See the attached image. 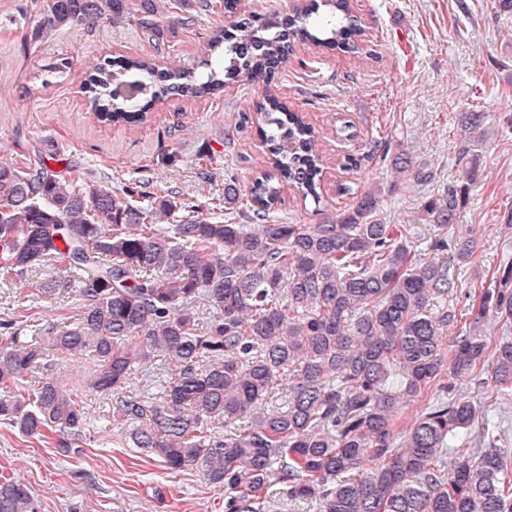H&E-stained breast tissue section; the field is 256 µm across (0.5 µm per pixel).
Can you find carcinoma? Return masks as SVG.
Segmentation results:
<instances>
[{
    "label": "carcinoma",
    "mask_w": 512,
    "mask_h": 512,
    "mask_svg": "<svg viewBox=\"0 0 512 512\" xmlns=\"http://www.w3.org/2000/svg\"><path fill=\"white\" fill-rule=\"evenodd\" d=\"M173 1L186 12L211 8L208 0H33L23 40L36 45L56 29L101 20L134 22L152 38ZM364 32L349 0H306L279 20L217 30L199 79L146 58L118 71L95 65L90 109L100 121L136 125L165 95L195 100L243 76L271 80L293 38L354 52ZM257 123L273 171L250 186L253 229L224 220L242 202L233 180L224 203L203 214L171 194L138 205L37 156L0 162V277L74 272L81 311L51 330L47 346L93 363L79 385L33 384L46 352L15 331L1 337L0 420L27 439H77L85 392L100 393L133 447L166 468H196L224 489L225 512H274L276 484L288 501L320 512H512V452L482 432L470 447H452L479 409L448 397L445 382L488 362L495 397L512 394V339L481 334L489 318L512 323V265L474 280L459 310L448 304L458 293L448 258L415 249L407 225L371 219L372 196L339 224L268 223L285 185L320 202L322 159L312 128L277 99L257 105ZM460 202L450 186L425 209L444 230ZM451 326L460 330L449 339ZM154 359L166 370L156 401L130 387L132 369ZM433 386L437 398L401 429V409ZM279 390L283 409L270 405ZM0 512L38 508L24 483L6 479Z\"/></svg>",
    "instance_id": "1"
}]
</instances>
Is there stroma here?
<instances>
[{
    "label": "stroma",
    "instance_id": "obj_1",
    "mask_svg": "<svg viewBox=\"0 0 512 512\" xmlns=\"http://www.w3.org/2000/svg\"><path fill=\"white\" fill-rule=\"evenodd\" d=\"M294 0H238L167 17L174 34L151 39L137 24L101 21L59 30L24 46L22 15L31 0H0V161L42 155L55 171L74 168L87 179L145 205L156 189L176 193L199 208L224 196V184L247 190L270 168L267 148L246 107L274 95L301 113L316 136L323 161L321 201L284 187L273 224H329L354 211L365 193L377 199L384 224H407L411 240L429 252L438 233L424 206L448 186L464 191L447 236L476 242L473 265L450 263L470 281L512 263V8L503 0H351L366 30L359 51L328 50L296 41L272 82L240 78L227 91L193 102L169 96L139 126L102 123L87 108L84 79L91 67L117 57L153 56L202 75L199 66L216 26L258 15H287ZM67 59L64 77L48 69ZM482 112L480 128L464 133V113ZM411 156L427 178L397 173L393 160ZM74 289L42 296L34 287L0 281V322H11L27 341L75 317ZM453 391L489 408L512 449V399L492 403L470 378H452ZM109 403L84 399L83 439L51 435L24 441L0 423V475L25 483L39 512H224V491L197 470L173 472L125 440L103 418Z\"/></svg>",
    "mask_w": 512,
    "mask_h": 512
}]
</instances>
